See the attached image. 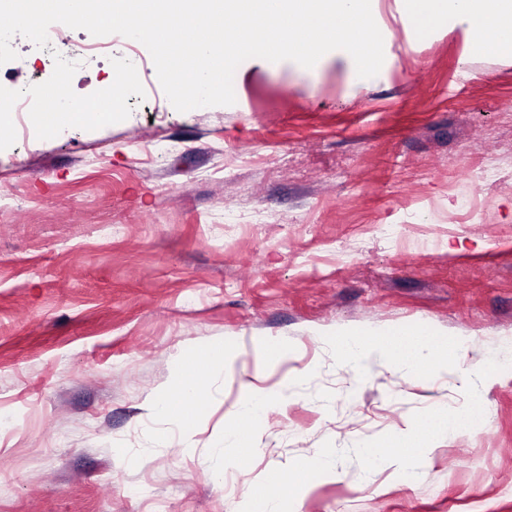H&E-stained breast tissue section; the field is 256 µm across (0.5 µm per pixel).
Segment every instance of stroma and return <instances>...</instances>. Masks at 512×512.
<instances>
[{"label":"stroma","mask_w":512,"mask_h":512,"mask_svg":"<svg viewBox=\"0 0 512 512\" xmlns=\"http://www.w3.org/2000/svg\"><path fill=\"white\" fill-rule=\"evenodd\" d=\"M55 29L12 39L0 91L68 48L62 97L98 103L124 66L137 89L26 141L0 119V512H266L288 474L283 512H512V359L492 356L512 342V62L389 19L364 83L341 50L302 76L251 58L233 105L181 113L141 43ZM397 326L468 358L426 350L416 382L326 341ZM218 350L234 370L202 406L147 413ZM252 385L273 402L228 468ZM468 407L487 421L400 458L430 412ZM426 343L437 346L446 351L458 361L465 360L468 353L466 340L461 338H449L443 334L434 332L430 336H426Z\"/></svg>","instance_id":"1"}]
</instances>
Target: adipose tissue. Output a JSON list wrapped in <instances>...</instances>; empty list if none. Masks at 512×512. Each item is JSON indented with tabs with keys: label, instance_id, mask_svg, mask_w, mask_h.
<instances>
[{
	"label": "adipose tissue",
	"instance_id": "ef3b65f1",
	"mask_svg": "<svg viewBox=\"0 0 512 512\" xmlns=\"http://www.w3.org/2000/svg\"><path fill=\"white\" fill-rule=\"evenodd\" d=\"M396 11L406 28L424 37L442 25L443 19L454 20L466 46L481 48L485 53L512 58V0H394ZM337 353L357 364L370 356L399 352L412 365L411 376L420 379L424 370L416 358L423 344L429 343L446 351L457 360L467 357L464 339L432 333L419 340L405 329H390L376 334L371 343H363L357 335L337 333L328 338Z\"/></svg>",
	"mask_w": 512,
	"mask_h": 512
}]
</instances>
